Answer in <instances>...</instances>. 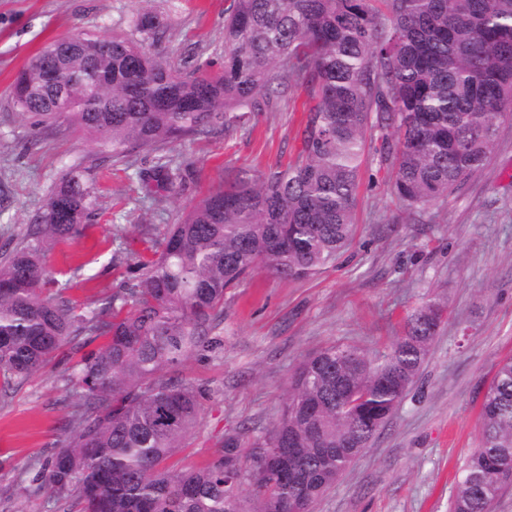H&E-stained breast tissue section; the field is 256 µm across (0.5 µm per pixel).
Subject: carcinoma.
Returning <instances> with one entry per match:
<instances>
[{"mask_svg":"<svg viewBox=\"0 0 512 512\" xmlns=\"http://www.w3.org/2000/svg\"><path fill=\"white\" fill-rule=\"evenodd\" d=\"M169 30L170 17L139 11L125 36L49 42L20 71L12 106L34 134L64 124L116 161L153 154L152 172L138 178L164 190L181 170L170 143L243 126L294 87L309 98L300 148L258 176L225 170L219 188L168 226L154 257L130 267L125 287L80 313L64 288L43 291L42 256L48 242L83 233L97 158L61 173L0 259V378L23 383L67 343L81 353L67 374L65 439L35 488L57 507L311 512L350 466L347 453L369 448L404 400L443 303L415 311L374 358L336 344L306 357L273 426L226 433L202 468L168 465L202 415V395L177 369L224 348L214 332L226 290L258 269L280 280L316 275L351 242L367 136L378 135L408 207L448 197L483 167L495 121L512 105V0H230L217 71L197 59L184 72L151 51ZM46 59L67 87L63 112ZM480 420L450 512H491L512 487V357L498 364Z\"/></svg>","mask_w":512,"mask_h":512,"instance_id":"carcinoma-1","label":"carcinoma"}]
</instances>
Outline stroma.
<instances>
[{"mask_svg":"<svg viewBox=\"0 0 512 512\" xmlns=\"http://www.w3.org/2000/svg\"><path fill=\"white\" fill-rule=\"evenodd\" d=\"M226 0H148L171 18L155 51L180 64L195 54L221 65ZM135 0H0V246L17 243L48 201L52 182L75 159L97 154L89 138L64 130L31 135L11 103L18 72L46 43L79 31L127 33ZM307 96L260 112L231 134L188 138L169 149L183 185L161 202L137 180L154 160L100 157L97 200L83 236L45 254L55 280L79 309L122 287L128 266L151 259L152 242L194 198L218 187L225 168L253 174L294 157ZM378 140L366 143L353 241L312 278L278 280L255 272L224 296L217 331L223 351L191 357L181 376L203 393L199 428L175 466L212 459L225 430L271 427L290 375L309 354L333 344L376 353L402 335L406 319L440 298L446 316L415 387L313 512H448L460 470L481 440L480 411L499 361L512 356V114L496 121L484 166L449 195L413 209L392 190ZM123 261H112L114 253ZM79 358L58 350L39 374L0 389V512H55L28 486L64 438L69 392L64 369Z\"/></svg>","mask_w":512,"mask_h":512,"instance_id":"obj_1","label":"stroma"}]
</instances>
